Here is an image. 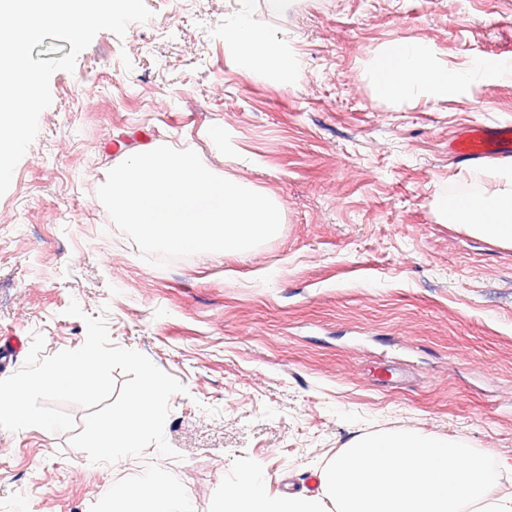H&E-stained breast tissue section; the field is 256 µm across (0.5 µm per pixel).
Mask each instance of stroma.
<instances>
[{
	"label": "stroma",
	"instance_id": "stroma-1",
	"mask_svg": "<svg viewBox=\"0 0 512 512\" xmlns=\"http://www.w3.org/2000/svg\"><path fill=\"white\" fill-rule=\"evenodd\" d=\"M150 20L103 30L51 105L0 196V378L32 332L44 355L81 347L83 317L184 387L169 401L173 458L91 464L69 434L0 429V512H90L114 485L157 471L196 512L234 459L279 497L315 489L357 436L417 430L512 458V247L451 224L439 206L467 165L469 124H512V78L486 71L450 95H378L396 42L436 67L512 60V0H248L286 37L287 83L258 80L225 38L238 0H145ZM219 136L224 156L208 147ZM165 139L266 192L279 233L241 253L158 268L96 195L121 153ZM121 144L108 152L107 141Z\"/></svg>",
	"mask_w": 512,
	"mask_h": 512
}]
</instances>
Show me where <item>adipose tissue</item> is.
<instances>
[{"instance_id":"ef3b65f1","label":"adipose tissue","mask_w":512,"mask_h":512,"mask_svg":"<svg viewBox=\"0 0 512 512\" xmlns=\"http://www.w3.org/2000/svg\"><path fill=\"white\" fill-rule=\"evenodd\" d=\"M226 35L237 48L242 67L256 78H265L269 62L276 57L272 36L243 10L235 15ZM481 76L474 64L456 72L438 69L423 49L395 43L377 61L375 84L383 97L414 91L444 95L449 89ZM496 176L493 170H472L468 188L449 221L473 235L512 246V186L488 191L486 181ZM102 508L104 512H193L192 502L182 487L161 472L133 484L114 487L111 500L103 503Z\"/></svg>"}]
</instances>
